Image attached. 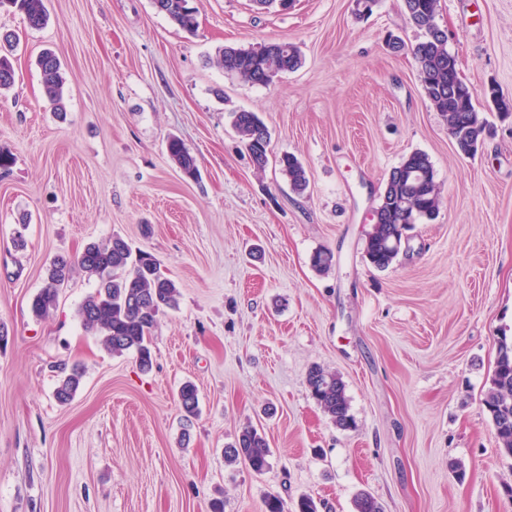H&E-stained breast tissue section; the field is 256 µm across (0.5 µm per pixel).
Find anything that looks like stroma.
<instances>
[{"mask_svg":"<svg viewBox=\"0 0 512 512\" xmlns=\"http://www.w3.org/2000/svg\"><path fill=\"white\" fill-rule=\"evenodd\" d=\"M193 4L192 35L152 0H46L39 30L0 13L20 37L15 86L0 93V150L14 158L0 175V512H266L272 495L355 512L363 491L383 512H512V457L482 404L512 338V116L485 97L493 86L512 98V0H438L490 123L472 156L422 91L410 52L422 34L402 0L362 18L353 0ZM268 41L296 45L302 66L261 86L217 64L224 47ZM46 49L61 61L60 117L36 64ZM239 110L268 128L264 169L232 124ZM171 135L197 178L169 158ZM414 151L433 163L439 213L381 270L364 256L372 213ZM286 153L306 170L303 193L279 169ZM116 234L181 292L147 371L82 327L96 279L75 276L46 318L30 311L55 257ZM321 249L335 256L324 272L311 265ZM75 365L81 386L59 404ZM314 365L344 382L351 428L311 398ZM247 426L270 446L260 474L224 460Z\"/></svg>","mask_w":512,"mask_h":512,"instance_id":"stroma-1","label":"stroma"}]
</instances>
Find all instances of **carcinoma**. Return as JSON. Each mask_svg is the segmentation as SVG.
I'll use <instances>...</instances> for the list:
<instances>
[{
	"label": "carcinoma",
	"instance_id": "carcinoma-1",
	"mask_svg": "<svg viewBox=\"0 0 512 512\" xmlns=\"http://www.w3.org/2000/svg\"><path fill=\"white\" fill-rule=\"evenodd\" d=\"M403 8L408 22L423 31V40L412 50L423 93L447 120L456 151L472 155L483 139L487 121L476 110L469 85L460 77L457 57L448 50V37L435 22L437 0H403ZM0 9L22 13L32 29H39L47 22L45 0H0ZM163 14L188 34L196 29V11L189 6V0H164ZM218 64L249 83L267 85L278 75L298 69L302 58L295 45L272 41L258 48L226 47ZM38 65L45 94L57 107L63 99L64 85L60 62L54 53L45 52ZM14 84L15 70L10 57L0 52V91L9 90ZM233 125L253 164L264 168L270 141L264 122L257 113L240 110L233 112ZM166 151L186 177L196 176V160L180 139L168 138ZM279 163L291 189L302 193L308 183L302 163L291 154L283 155ZM440 203L431 160L424 152L411 153L387 178L376 208L378 223L373 225L366 240L367 261L377 269L389 267L400 253V248L394 245L399 226L435 217ZM79 273L98 280L95 292L78 309L85 330L96 334L104 348L113 354L136 353L140 368L149 369L152 330L160 314L177 306L180 291L176 282L161 271L150 254H133L129 244L115 235L105 242L88 244L74 256L56 257L47 269L44 286L31 302L32 314L38 319L47 316L56 307L60 290ZM82 376L79 369H72L60 380L56 399L61 403L70 401ZM307 384L311 397L336 427L346 429L352 424L340 377L314 366L308 372ZM179 402L185 417L197 415V388L191 383L184 384L179 391ZM483 405L501 444L500 451L512 457V342H507L505 336L499 341L496 366ZM224 457L230 462L243 460L260 473L269 466L270 448L265 435L246 427L235 443L225 449ZM354 507L355 512H382L381 505L367 492L356 497Z\"/></svg>",
	"mask_w": 512,
	"mask_h": 512
}]
</instances>
